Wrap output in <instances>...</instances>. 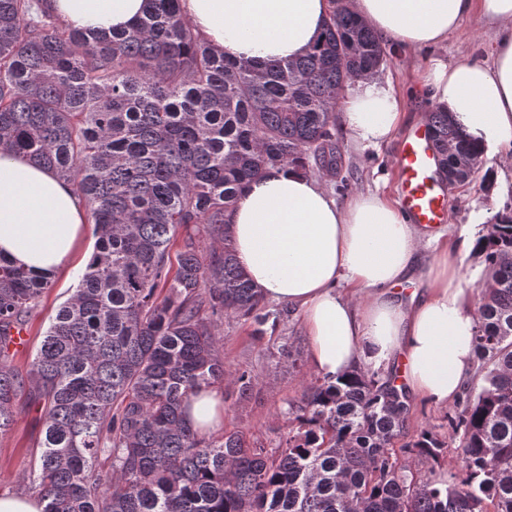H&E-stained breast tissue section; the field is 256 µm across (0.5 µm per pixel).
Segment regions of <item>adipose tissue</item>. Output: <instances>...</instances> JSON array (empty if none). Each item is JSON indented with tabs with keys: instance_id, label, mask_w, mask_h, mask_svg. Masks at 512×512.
Segmentation results:
<instances>
[{
	"instance_id": "1",
	"label": "adipose tissue",
	"mask_w": 512,
	"mask_h": 512,
	"mask_svg": "<svg viewBox=\"0 0 512 512\" xmlns=\"http://www.w3.org/2000/svg\"><path fill=\"white\" fill-rule=\"evenodd\" d=\"M74 29L129 28L145 0H48ZM393 48L447 43L471 15L495 29L494 50L449 64L433 59L423 86L434 109L451 113L482 152L512 157V0H346ZM206 41L245 59L305 54L329 0H181ZM395 87L371 77L347 88L340 124L357 148L390 142L404 114ZM86 224L82 199L44 167L0 154V256L32 273L59 275L74 262ZM237 260L261 296L303 313L311 367L334 377L373 360L398 365L407 391L435 405L457 401L473 372L476 308L465 301L447 250L423 255L422 231L397 203L361 194L340 203L317 178L270 169L248 184L230 216ZM424 287L402 297L413 279ZM209 435L224 419V393L200 390L187 415Z\"/></svg>"
}]
</instances>
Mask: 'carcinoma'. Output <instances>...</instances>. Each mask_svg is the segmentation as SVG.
<instances>
[{
    "mask_svg": "<svg viewBox=\"0 0 512 512\" xmlns=\"http://www.w3.org/2000/svg\"><path fill=\"white\" fill-rule=\"evenodd\" d=\"M145 2L111 33L66 27L47 0H0V153L72 185L97 237L24 373L8 337L50 281L0 256V433L33 393L42 512H512V200L477 239L482 383L448 414L455 472L418 475L441 466L445 442L408 434L406 390L369 368L308 384L277 448L193 429L201 388L253 384L224 369L217 319L282 316L237 261L228 215L270 168L348 181L334 112L386 53L343 0L306 54L267 61L216 53L180 0ZM427 120L439 174L469 184L479 156L460 123Z\"/></svg>",
    "mask_w": 512,
    "mask_h": 512,
    "instance_id": "carcinoma-1",
    "label": "carcinoma"
}]
</instances>
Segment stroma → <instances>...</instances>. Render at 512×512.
I'll use <instances>...</instances> for the list:
<instances>
[{"label":"stroma","mask_w":512,"mask_h":512,"mask_svg":"<svg viewBox=\"0 0 512 512\" xmlns=\"http://www.w3.org/2000/svg\"><path fill=\"white\" fill-rule=\"evenodd\" d=\"M493 40V31L474 15L464 19L447 43L433 51L424 50L413 55L388 51L377 76L391 80L404 96L405 119L395 132L393 141L381 147L357 149L344 145L345 160L353 173L350 183L345 188L334 181L327 184L340 202H348L369 192L399 199L400 180L393 165V155L399 139L420 124L429 110L430 99L421 84L431 57L451 63L477 55L486 57L491 53ZM511 196L512 164L482 160L470 184L449 192V240L454 242L465 237H478L489 218L501 210ZM79 283L76 276L53 278L51 287L42 295L29 317L27 348L14 357V364L19 370L28 369L51 319ZM279 308L283 318L277 328L265 329L260 334L256 333L251 322L222 319L220 339L224 364L232 372L251 375L254 387L251 395L243 399L236 385L225 386L224 422L213 431V438L239 430L265 447L274 448L287 435L288 406L300 400L306 384L315 379L316 373L308 362L301 311L284 302ZM448 411L445 405H426L416 401L412 404L409 421L410 428L426 423L435 427L440 436L446 437L442 462V471L446 474L454 471L458 452L457 441L448 437ZM41 430L35 406L27 399H18L15 421L10 430L0 435V496L28 493L35 476L31 455L41 437Z\"/></svg>","instance_id":"obj_1"}]
</instances>
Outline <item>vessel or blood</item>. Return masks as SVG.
Here are the masks:
<instances>
[{
	"label": "vessel or blood",
	"instance_id": "obj_1",
	"mask_svg": "<svg viewBox=\"0 0 512 512\" xmlns=\"http://www.w3.org/2000/svg\"><path fill=\"white\" fill-rule=\"evenodd\" d=\"M393 161L400 177V207L411 223H447L448 193L437 175L439 157L427 124H419L400 141Z\"/></svg>",
	"mask_w": 512,
	"mask_h": 512
}]
</instances>
